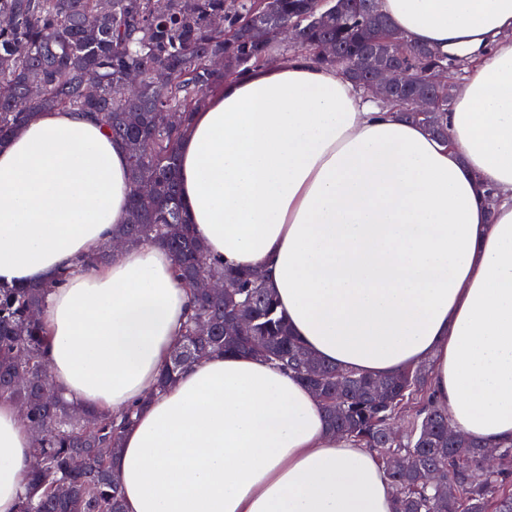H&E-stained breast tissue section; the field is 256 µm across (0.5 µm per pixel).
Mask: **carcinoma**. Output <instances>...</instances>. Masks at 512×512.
<instances>
[{
	"label": "carcinoma",
	"mask_w": 512,
	"mask_h": 512,
	"mask_svg": "<svg viewBox=\"0 0 512 512\" xmlns=\"http://www.w3.org/2000/svg\"><path fill=\"white\" fill-rule=\"evenodd\" d=\"M1 16L11 24L0 27V84L8 87L0 92V141L40 112L91 114L126 149L130 193L141 183L153 184L156 191L150 208L130 206L128 222L116 236L129 247L146 241L166 246L186 287L201 276L233 280L222 296L193 292L195 306L182 343L190 360H169L158 389L203 357L250 353L308 386L322 379L327 393L321 402L332 435L373 449L384 463L395 454L404 459L397 469L385 466L395 512H512V445L499 448L500 463L489 469L484 446L458 431L448 435L447 410L436 404L423 365L367 376L313 354L290 334L276 297L252 279V270L220 269L210 261L181 199L178 145L207 95L289 49L323 65L352 68L373 39H387L392 32L378 0H111L105 13L99 0H0ZM218 16L224 18L219 30L213 27ZM91 17L97 18L93 27L87 25ZM255 23L291 29L295 44L255 42ZM329 43L336 45L333 56L324 53ZM389 49L413 71L462 67L451 55L428 53L406 41ZM215 58L225 59L227 70L214 67ZM154 71L166 80L127 96L129 74ZM90 83L97 87L92 100L85 94ZM32 84L41 87L40 95H30ZM410 97L407 90L391 104L405 119L425 124ZM434 97L430 121L442 130L451 101L444 89L434 90ZM161 110L180 113V122L154 126L150 115ZM47 293L41 285L0 284V398L24 408L30 428L38 432L33 456L40 466L25 477L18 512H124L112 458L134 410L114 417L73 406L59 395L43 398L47 332L30 313L43 308ZM239 314L248 318L246 335H224V322ZM201 320L211 324L207 335L197 334ZM379 389L388 390L392 400L375 404ZM396 420L405 422L398 438L388 433ZM450 482L457 492H448ZM61 484L73 490L67 500L56 495Z\"/></svg>",
	"instance_id": "cac0c4a2"
}]
</instances>
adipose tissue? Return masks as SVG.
Instances as JSON below:
<instances>
[{"instance_id": "ef3b65f1", "label": "adipose tissue", "mask_w": 512, "mask_h": 512, "mask_svg": "<svg viewBox=\"0 0 512 512\" xmlns=\"http://www.w3.org/2000/svg\"><path fill=\"white\" fill-rule=\"evenodd\" d=\"M412 44L456 56L449 145L302 54L226 82L179 142V182L212 259L260 270L299 342L387 375L429 363L452 427L512 443V0H379ZM125 148L97 121L39 113L0 143V282L52 290L40 318L75 404L141 410L112 460L125 512H393L371 449L331 436L295 376L235 353L165 390L192 294L161 244L112 243ZM35 437L0 399V512H17Z\"/></svg>"}]
</instances>
